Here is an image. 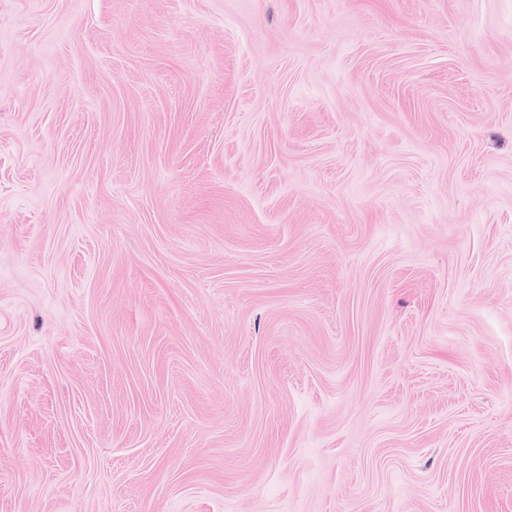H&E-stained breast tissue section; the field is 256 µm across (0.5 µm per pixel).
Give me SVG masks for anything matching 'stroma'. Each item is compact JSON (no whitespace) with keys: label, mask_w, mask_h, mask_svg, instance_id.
Returning <instances> with one entry per match:
<instances>
[{"label":"stroma","mask_w":512,"mask_h":512,"mask_svg":"<svg viewBox=\"0 0 512 512\" xmlns=\"http://www.w3.org/2000/svg\"><path fill=\"white\" fill-rule=\"evenodd\" d=\"M0 512H512V0H0Z\"/></svg>","instance_id":"1"}]
</instances>
